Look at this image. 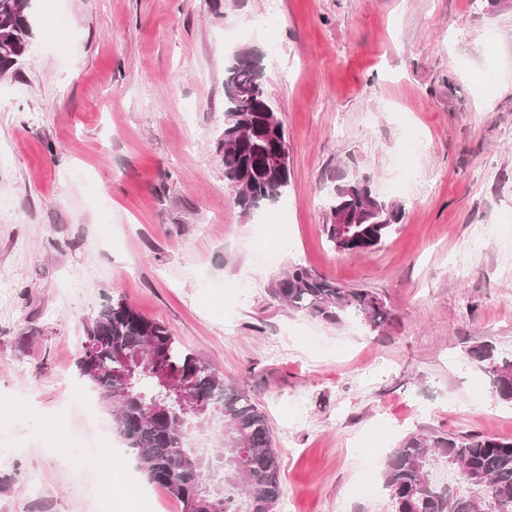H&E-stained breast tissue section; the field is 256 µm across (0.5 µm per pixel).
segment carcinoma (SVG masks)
Segmentation results:
<instances>
[{
	"instance_id": "carcinoma-1",
	"label": "carcinoma",
	"mask_w": 512,
	"mask_h": 512,
	"mask_svg": "<svg viewBox=\"0 0 512 512\" xmlns=\"http://www.w3.org/2000/svg\"><path fill=\"white\" fill-rule=\"evenodd\" d=\"M32 0H0V74L18 64L32 46ZM288 153V137L273 111L260 59L236 53L224 68V178L235 204L246 212L277 203L288 191L290 168L277 166ZM327 240L344 254L380 248L398 224L402 206L372 191L370 178L336 173L326 197ZM271 300L330 324L344 316L372 330L389 311L374 292L346 288L293 264L267 287ZM140 352L174 381H195L198 399L208 404L199 417L177 401L156 376L126 380L120 357ZM467 359L492 377L496 397L512 403V358L487 341L471 347ZM76 367L102 402L112 408V427L131 449L147 479L181 505L204 512L203 504L223 500L222 512H274L282 496L279 462L266 415L241 389L195 353L183 349L163 323L150 320L122 298L100 308L85 326ZM207 429L217 453L188 446V427ZM445 464L455 482L434 480ZM382 482L395 512H512V439L490 434H407L388 455ZM466 486L475 493L466 495Z\"/></svg>"
}]
</instances>
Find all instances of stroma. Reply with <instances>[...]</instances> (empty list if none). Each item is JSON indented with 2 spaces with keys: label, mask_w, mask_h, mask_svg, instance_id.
I'll return each instance as SVG.
<instances>
[{
  "label": "stroma",
  "mask_w": 512,
  "mask_h": 512,
  "mask_svg": "<svg viewBox=\"0 0 512 512\" xmlns=\"http://www.w3.org/2000/svg\"><path fill=\"white\" fill-rule=\"evenodd\" d=\"M0 77V512H180L150 490L74 363L121 298L268 417L277 512H393L384 461L411 432L512 439V405L465 351L512 353V9L487 0H33ZM264 55L291 183L243 213L224 179V68ZM423 146L410 150L411 138ZM403 206L376 252L323 232L336 168ZM492 225L491 234L473 230ZM465 260L468 277L453 263ZM299 263L375 292L370 330L277 305ZM110 440L121 470L103 493ZM379 485L359 497L362 481Z\"/></svg>",
  "instance_id": "35a3bbf8"
}]
</instances>
